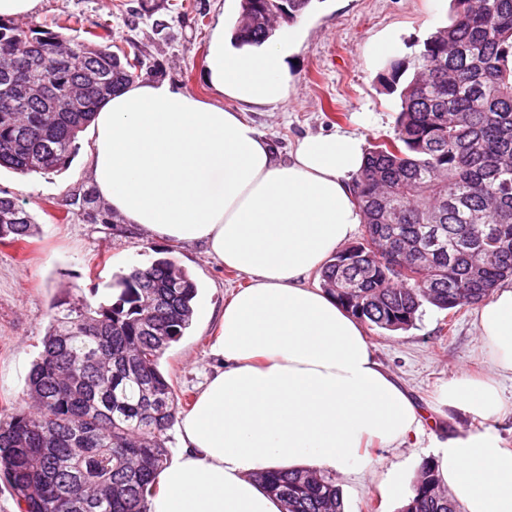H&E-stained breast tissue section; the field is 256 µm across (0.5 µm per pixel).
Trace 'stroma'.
Wrapping results in <instances>:
<instances>
[{"instance_id":"stroma-1","label":"stroma","mask_w":512,"mask_h":512,"mask_svg":"<svg viewBox=\"0 0 512 512\" xmlns=\"http://www.w3.org/2000/svg\"><path fill=\"white\" fill-rule=\"evenodd\" d=\"M225 0H42L21 19L24 27L59 31L67 19L105 36L112 51L138 57L139 78L166 81L213 99L204 80L211 35ZM449 0H311L289 24L296 34L289 66L291 93L285 102L247 107L245 116L287 155L307 134L344 129L371 144L395 133L401 101L382 82L391 60L411 59L422 42L443 24ZM395 36L391 55L375 45ZM91 138L80 132L68 165L58 171L23 176L0 170V192L22 202L39 225L26 241L0 243V413L22 404L31 365L42 349L59 299L106 301L115 275L169 257L198 286L196 312L185 335L160 361L177 394H196L215 362L209 354L216 318L246 275L218 267L203 246H180L147 236L132 224L88 220L77 198L92 191L87 157ZM475 309L455 312L423 305L413 327L388 332L367 328L377 360L396 377L430 416L417 447L376 450L375 471L334 472L345 512H402L404 502L380 489L382 473L402 471L413 483L420 467L433 460L434 442L494 428L512 448V381L504 380L508 413L497 419L465 416L440 402L443 385L461 374L488 373L474 325Z\"/></svg>"}]
</instances>
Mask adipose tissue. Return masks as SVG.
<instances>
[{
  "instance_id": "1",
  "label": "adipose tissue",
  "mask_w": 512,
  "mask_h": 512,
  "mask_svg": "<svg viewBox=\"0 0 512 512\" xmlns=\"http://www.w3.org/2000/svg\"><path fill=\"white\" fill-rule=\"evenodd\" d=\"M287 28L261 45L216 28L209 101L165 81L139 80L106 99L92 121L89 176L99 203L126 224L175 244H201L249 278L225 303L210 344L217 369L174 428L177 460L149 512H281L260 486L265 470H373L370 446L418 437L423 414L375 359L365 330L304 281L355 234L364 215L352 181L365 150L347 131L309 134L279 157L242 106L289 95ZM238 109L224 107V100ZM488 379L447 386L449 409L503 414L512 376V284L477 310ZM441 481L464 512H512V448L493 429L449 437Z\"/></svg>"
}]
</instances>
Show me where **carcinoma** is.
I'll list each match as a JSON object with an SVG mask.
<instances>
[{"instance_id": "1", "label": "carcinoma", "mask_w": 512, "mask_h": 512, "mask_svg": "<svg viewBox=\"0 0 512 512\" xmlns=\"http://www.w3.org/2000/svg\"><path fill=\"white\" fill-rule=\"evenodd\" d=\"M311 0H288V20ZM241 37L272 36L281 0H241ZM61 34L0 21V168L22 175L64 168L99 105L134 77L139 59L108 45L56 57ZM412 76L401 77L408 68ZM381 80L401 87L393 146L365 151L354 180L364 230L381 229L384 248L403 247L415 276L397 275L363 250L322 283L353 316L386 331L414 326L427 302L453 310L486 300L512 278V0H451L449 23ZM94 74L82 101L66 108L83 72ZM33 216L0 195V241L34 234ZM446 252L419 253L431 231ZM111 303L60 300L27 395L35 410L0 420V479L24 512H149L169 461L168 431L179 398L160 359L190 328L196 283L168 258L115 277ZM263 488L283 512H344L336 481L305 469L266 471ZM403 512H460L432 462L424 463Z\"/></svg>"}]
</instances>
